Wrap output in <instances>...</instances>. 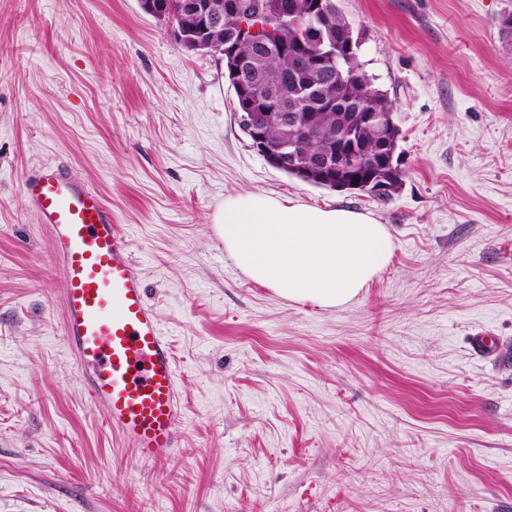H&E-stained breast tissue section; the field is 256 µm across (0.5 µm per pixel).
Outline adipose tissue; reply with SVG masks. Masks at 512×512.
<instances>
[{"instance_id": "obj_1", "label": "adipose tissue", "mask_w": 512, "mask_h": 512, "mask_svg": "<svg viewBox=\"0 0 512 512\" xmlns=\"http://www.w3.org/2000/svg\"><path fill=\"white\" fill-rule=\"evenodd\" d=\"M211 221L250 281L323 308L352 301L394 253L386 225L369 214L251 192L225 198Z\"/></svg>"}]
</instances>
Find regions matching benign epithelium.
I'll return each instance as SVG.
<instances>
[{"instance_id": "obj_1", "label": "benign epithelium", "mask_w": 512, "mask_h": 512, "mask_svg": "<svg viewBox=\"0 0 512 512\" xmlns=\"http://www.w3.org/2000/svg\"><path fill=\"white\" fill-rule=\"evenodd\" d=\"M141 9L154 17L167 28L181 43H187L191 50L212 56H225L238 61V72L245 76L248 72L247 60L238 56V47L245 41L253 40L256 29L243 23L229 33H224V14L230 12L242 19L264 18L268 21V30H276V44L282 53L288 52V35L297 40L311 34L322 22L330 21L335 15L334 0H315L310 10L298 12L288 0H139ZM295 68L306 74L311 88L322 96L326 105L335 101L337 85L324 81V74L336 68V43L320 44L314 57L297 54L294 56ZM262 94L269 100H275V88L260 83L248 85L246 80L238 84L239 108L236 116L241 129L250 140L251 147L272 167L289 169L300 174L304 181L313 175L326 183L336 181L350 173L357 164V155L348 150L331 148L309 164L298 158L293 142L283 140L278 144L269 142L265 135L266 117L255 111L256 94ZM277 101V100H275ZM281 113L279 119L299 125L304 138H311L318 132L317 125L309 118L298 120L294 113H286L288 105L277 101ZM366 133L379 142V148L373 157L376 166L387 165L396 168L394 153L390 152L389 132L393 126L387 112L364 113Z\"/></svg>"}]
</instances>
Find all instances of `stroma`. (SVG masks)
<instances>
[{
    "label": "stroma",
    "instance_id": "obj_1",
    "mask_svg": "<svg viewBox=\"0 0 512 512\" xmlns=\"http://www.w3.org/2000/svg\"><path fill=\"white\" fill-rule=\"evenodd\" d=\"M337 4L400 131L386 201L270 166L221 57L138 0H0V512H512V0ZM43 164L128 235L178 368L167 458L112 430L62 334ZM242 192L371 214L393 258L345 307L291 303L215 234Z\"/></svg>",
    "mask_w": 512,
    "mask_h": 512
}]
</instances>
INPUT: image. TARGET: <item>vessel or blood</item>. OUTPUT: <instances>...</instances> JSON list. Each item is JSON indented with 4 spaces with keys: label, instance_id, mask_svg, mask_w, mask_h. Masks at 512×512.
Returning a JSON list of instances; mask_svg holds the SVG:
<instances>
[{
    "label": "vessel or blood",
    "instance_id": "1",
    "mask_svg": "<svg viewBox=\"0 0 512 512\" xmlns=\"http://www.w3.org/2000/svg\"><path fill=\"white\" fill-rule=\"evenodd\" d=\"M23 192L51 230L65 285L63 334L93 404L140 459L166 457L178 445L177 364L129 240L102 197L68 171L41 166Z\"/></svg>",
    "mask_w": 512,
    "mask_h": 512
}]
</instances>
